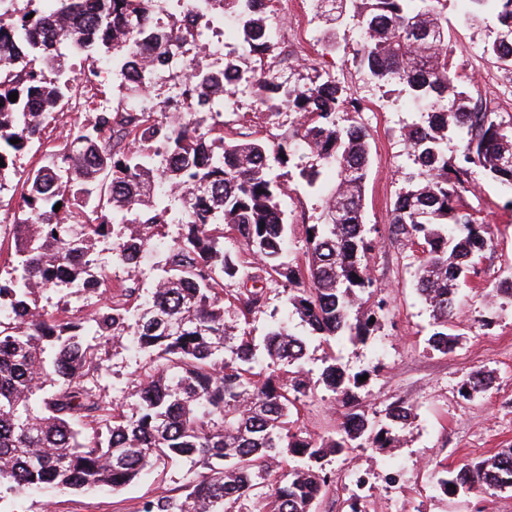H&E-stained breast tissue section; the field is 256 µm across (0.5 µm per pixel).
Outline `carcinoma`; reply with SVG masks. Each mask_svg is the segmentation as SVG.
<instances>
[{"mask_svg": "<svg viewBox=\"0 0 512 512\" xmlns=\"http://www.w3.org/2000/svg\"><path fill=\"white\" fill-rule=\"evenodd\" d=\"M33 2L0 22V189L15 172L16 154L40 141L91 84L65 71L66 53L102 61L123 95L112 111L74 122L64 147L23 175L10 245L0 242L10 263L0 273V488L120 491L161 461L186 460L202 472L180 494L164 490L140 512H312L335 482L329 459L356 448H394L415 418L403 402L381 417L361 410L363 373L335 359L315 378L306 369L309 339L365 342L387 307L383 299L369 303L377 291L361 220L369 133L338 120L347 111L345 89L321 74L304 83L282 79L266 62L278 35L257 0H207L213 19L234 22L238 47L257 66H196L185 96L215 118L226 91L251 85L267 111L286 106L306 118L300 140L308 161L299 176L307 186L320 190L322 177L331 176L323 219L308 225L298 261L289 257L284 186L264 142L226 138L222 122L204 131L195 113L166 112L161 101L152 112L135 110L155 85L148 62L188 42L175 25L154 23L152 0H52L46 10ZM462 2L472 20L491 18L512 31V0ZM314 6L336 26L355 21L359 65L424 108L426 119L405 134L418 172L395 200L389 224L421 250L416 289L435 321L428 343L447 354L457 345L448 334L457 290L489 243L487 225L477 223L463 197L468 175L478 169L512 187V122L458 88L447 0ZM485 52L512 65V39H497ZM452 135L461 140L454 160ZM166 224L181 233L151 294L142 297L132 274L112 284L98 263L99 244L111 242L113 263L132 270ZM232 280L252 287L226 295L224 282ZM268 283L284 287L309 336L279 322L259 354L250 317ZM68 287L108 294L91 318L95 334L147 359L130 415L111 409L97 391L103 365L85 339L86 321L38 304L40 293ZM226 302L237 314L231 322ZM316 384L351 411L334 434L314 438L296 424ZM485 386L484 373L474 370L460 393ZM93 424L107 435L86 436ZM475 485L512 488V448L458 472L441 467L435 489L448 495Z\"/></svg>", "mask_w": 512, "mask_h": 512, "instance_id": "cac0c4a2", "label": "carcinoma"}]
</instances>
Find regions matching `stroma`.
<instances>
[{
    "instance_id": "stroma-1",
    "label": "stroma",
    "mask_w": 512,
    "mask_h": 512,
    "mask_svg": "<svg viewBox=\"0 0 512 512\" xmlns=\"http://www.w3.org/2000/svg\"><path fill=\"white\" fill-rule=\"evenodd\" d=\"M303 3L305 27L318 41L308 50L299 41L289 42V55L299 56L300 62L291 66L286 79L303 83L317 72L331 76L358 104L357 110L342 113L341 118L370 133L371 166L362 220L374 243L369 255L371 275L388 301L382 327L367 343L312 341L308 366L317 371L326 360L335 358L352 371L369 372L361 391L363 410L379 412L400 400L416 414L403 446L360 448L347 460H332L331 467L339 476L355 471L370 474L374 492L366 501L367 512H512L510 489L479 487L445 497L434 488L439 466L458 470L512 447V300L490 299L486 291L489 285L512 280V190L481 173L471 177L465 201L478 223L489 226L492 243L470 269L457 313L448 326L449 333L458 337L455 350L446 355L437 352L428 345L433 319L415 286L422 254L389 231L390 210L416 172L404 132L421 122V114L398 88L379 86L354 62L359 37L353 23L329 32L312 0ZM497 35L494 21L471 22L459 0H448V48L460 83L507 121L512 119V66L498 63L485 51ZM239 95L247 107L225 113L226 137L245 134L273 149L296 143L300 115L286 108L277 113L259 111L247 84L240 86ZM273 170L285 186L281 207L290 224L293 252L298 255L307 226L321 216L322 196L299 180L294 163H277ZM284 317L292 331L307 334L299 317L289 315L282 287L267 286L264 304L251 318L254 336H264L270 324ZM87 341L108 368L99 381L102 398L116 409L131 412L136 400L129 392L144 375V358L93 335ZM472 370L484 372L487 387L466 399L460 396L459 387ZM347 411V406L319 386L298 424L311 436L330 435ZM189 477L187 465L162 463L155 475L118 492L20 495L4 490L0 512H140L146 499L161 489L185 484Z\"/></svg>"
}]
</instances>
